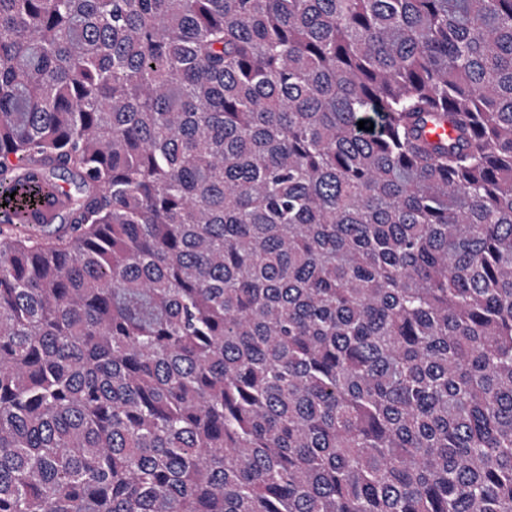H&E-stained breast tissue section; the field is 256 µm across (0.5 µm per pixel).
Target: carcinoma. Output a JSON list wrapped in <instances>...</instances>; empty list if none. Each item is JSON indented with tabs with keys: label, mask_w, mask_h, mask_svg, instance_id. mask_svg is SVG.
I'll use <instances>...</instances> for the list:
<instances>
[{
	"label": "carcinoma",
	"mask_w": 512,
	"mask_h": 512,
	"mask_svg": "<svg viewBox=\"0 0 512 512\" xmlns=\"http://www.w3.org/2000/svg\"><path fill=\"white\" fill-rule=\"evenodd\" d=\"M30 167L0 512H512V0H0ZM61 205L62 196L59 191L46 188L43 192L41 205L36 210L26 214L25 222L28 224H40L49 221L61 208Z\"/></svg>",
	"instance_id": "obj_1"
}]
</instances>
